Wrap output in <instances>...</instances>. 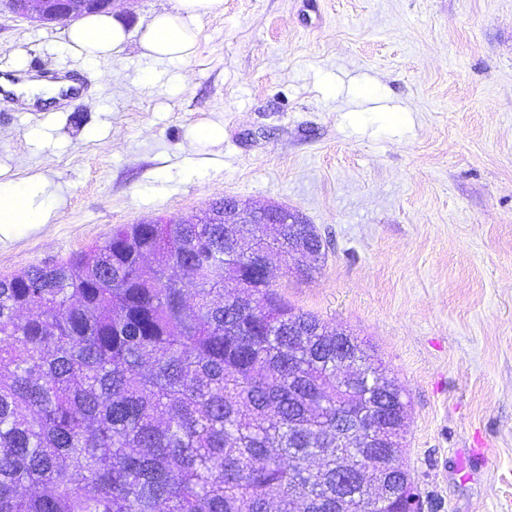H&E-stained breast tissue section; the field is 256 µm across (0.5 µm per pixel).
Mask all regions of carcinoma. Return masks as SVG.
<instances>
[{"label":"carcinoma","instance_id":"carcinoma-1","mask_svg":"<svg viewBox=\"0 0 512 512\" xmlns=\"http://www.w3.org/2000/svg\"><path fill=\"white\" fill-rule=\"evenodd\" d=\"M224 201L120 224L0 278V512H315L336 500V415L355 399L336 330L252 265L224 270ZM323 336H288L267 312ZM350 376L392 383L356 338ZM374 459L351 448L341 467Z\"/></svg>","mask_w":512,"mask_h":512}]
</instances>
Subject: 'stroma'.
<instances>
[{"instance_id": "35a3bbf8", "label": "stroma", "mask_w": 512, "mask_h": 512, "mask_svg": "<svg viewBox=\"0 0 512 512\" xmlns=\"http://www.w3.org/2000/svg\"><path fill=\"white\" fill-rule=\"evenodd\" d=\"M174 5L117 0L130 39L90 68L60 51L65 25L0 0V77L22 59L83 87L0 101V181L40 173L55 196L0 243V277L227 196L297 209L325 261L273 281L404 393L423 512H512V0H221L189 60L142 57ZM204 122L222 143L190 144Z\"/></svg>"}]
</instances>
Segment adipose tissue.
I'll return each instance as SVG.
<instances>
[{
    "label": "adipose tissue",
    "mask_w": 512,
    "mask_h": 512,
    "mask_svg": "<svg viewBox=\"0 0 512 512\" xmlns=\"http://www.w3.org/2000/svg\"><path fill=\"white\" fill-rule=\"evenodd\" d=\"M174 10H162L143 29L139 45L143 56L158 62L190 58L197 45V24L213 13L220 0H176ZM129 39L125 26L112 14L84 16L70 26L64 37L66 50L92 66L122 51ZM49 184L43 175L29 177L20 184L0 182V241L10 239L19 228L47 223Z\"/></svg>",
    "instance_id": "1"
}]
</instances>
